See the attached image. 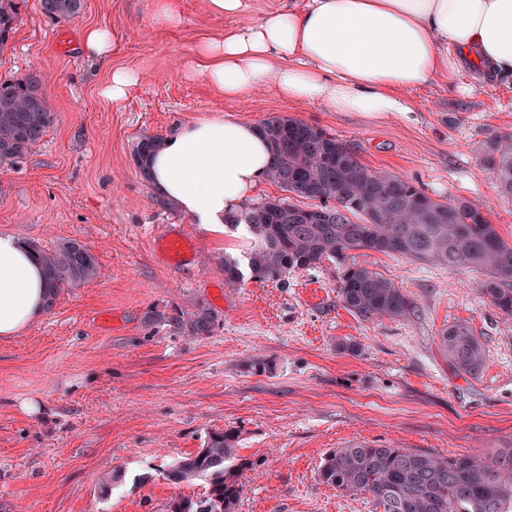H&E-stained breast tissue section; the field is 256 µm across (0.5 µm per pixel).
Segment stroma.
I'll use <instances>...</instances> for the list:
<instances>
[{
  "label": "stroma",
  "instance_id": "obj_1",
  "mask_svg": "<svg viewBox=\"0 0 512 512\" xmlns=\"http://www.w3.org/2000/svg\"><path fill=\"white\" fill-rule=\"evenodd\" d=\"M16 2L0 82L40 71L55 118L31 152L0 168V234L48 248L78 240L100 274L0 339V512H167L172 496H202L204 483L172 486L165 469L214 431L236 439L246 485L236 512H381L318 478L326 454L353 441L443 456L512 445V317L481 293L484 272L359 250L283 283L247 277L231 286L224 257L247 246L156 198L134 161L142 138L187 121L286 116L433 199L477 204L511 243L512 199L486 162L493 141L512 133L511 85L462 66L457 84L406 91L411 122L333 112L266 88L231 100L198 77V44L282 0H248L242 19L176 0L175 27L157 23L153 0H84L79 17L53 21L40 0ZM90 26L119 30L111 67L141 76L122 100L101 96L110 67L81 51ZM177 237L190 244L178 261L162 245ZM349 263L394 282L413 312L366 322L346 310L337 287ZM197 303L219 317L207 338L148 321ZM456 322L484 345L478 377L456 375L440 350L441 331ZM112 469L121 478L101 494L98 480Z\"/></svg>",
  "mask_w": 512,
  "mask_h": 512
}]
</instances>
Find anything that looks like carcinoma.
Here are the masks:
<instances>
[{
	"instance_id": "1",
	"label": "carcinoma",
	"mask_w": 512,
	"mask_h": 512,
	"mask_svg": "<svg viewBox=\"0 0 512 512\" xmlns=\"http://www.w3.org/2000/svg\"><path fill=\"white\" fill-rule=\"evenodd\" d=\"M84 0H40L49 19L75 18ZM17 16L15 0H0V52L8 44ZM37 71L0 83V167L22 158L47 134L54 113ZM272 151L268 178L281 190L315 201L302 208L289 198L273 197L247 205L233 217L247 226L253 249L247 254L252 277L282 282L297 269L325 258L374 250L449 268L486 270L481 291L501 313L512 316V244L504 241L485 211L458 201L424 194L412 182L375 172L350 147L321 129L288 117L260 124ZM161 138L146 137L134 158L145 170ZM488 165L497 172L502 195L512 197V137L493 142ZM43 267L47 306L65 289L97 277L98 263L85 245L67 240L52 249L26 241ZM343 306L358 318L404 317L413 301L380 274L362 266L346 269L338 286ZM192 338H206L217 314L197 304L190 312L155 314ZM448 363L459 374L479 375L485 366L482 342L465 322L440 336ZM235 438L209 433L203 448L167 469L175 486L205 482L201 497L175 496L168 512H235L244 492L240 475L227 466L236 458ZM320 481L343 495H368L382 512H512V446L489 458L461 453L441 456L418 448H378L353 442L330 451L318 468Z\"/></svg>"
}]
</instances>
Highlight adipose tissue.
<instances>
[{
    "label": "adipose tissue",
    "mask_w": 512,
    "mask_h": 512,
    "mask_svg": "<svg viewBox=\"0 0 512 512\" xmlns=\"http://www.w3.org/2000/svg\"><path fill=\"white\" fill-rule=\"evenodd\" d=\"M198 76L229 99L262 88L282 98L411 119L405 90L455 81L462 62L512 83V0H287L259 20L203 42ZM272 161L268 140L241 119L180 125L149 158L153 189L216 235L249 238L229 218L254 197ZM44 273L13 235H0V338L45 310Z\"/></svg>",
    "instance_id": "adipose-tissue-1"
}]
</instances>
